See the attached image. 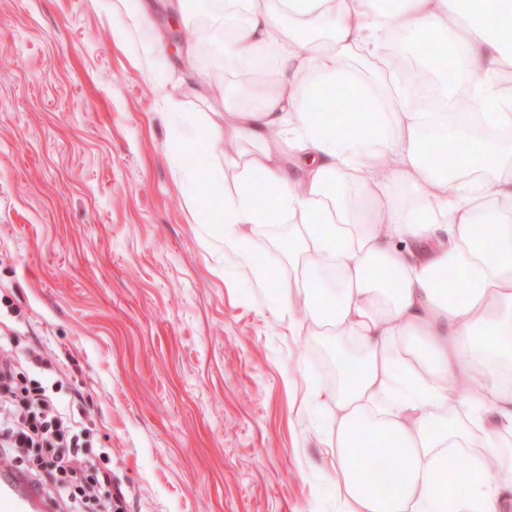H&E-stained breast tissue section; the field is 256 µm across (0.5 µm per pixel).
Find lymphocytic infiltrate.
<instances>
[{"label":"lymphocytic infiltrate","instance_id":"f902f5d3","mask_svg":"<svg viewBox=\"0 0 512 512\" xmlns=\"http://www.w3.org/2000/svg\"><path fill=\"white\" fill-rule=\"evenodd\" d=\"M17 361L0 344V453L28 454L20 473L42 489L55 507L81 512L80 506L96 496L97 465L88 459L87 446L74 416L44 388H19Z\"/></svg>","mask_w":512,"mask_h":512}]
</instances>
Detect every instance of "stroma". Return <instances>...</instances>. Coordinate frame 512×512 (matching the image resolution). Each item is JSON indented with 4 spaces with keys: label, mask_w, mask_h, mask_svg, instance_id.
<instances>
[{
    "label": "stroma",
    "mask_w": 512,
    "mask_h": 512,
    "mask_svg": "<svg viewBox=\"0 0 512 512\" xmlns=\"http://www.w3.org/2000/svg\"><path fill=\"white\" fill-rule=\"evenodd\" d=\"M146 5L158 65L128 0H0V335L51 363L24 384L80 396L118 512H340L308 398L333 339L275 310V251H225L202 189L224 161L168 114L224 119L222 59L168 38L211 18Z\"/></svg>",
    "instance_id": "1"
}]
</instances>
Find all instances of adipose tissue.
Instances as JSON below:
<instances>
[{
  "label": "adipose tissue",
  "instance_id": "obj_1",
  "mask_svg": "<svg viewBox=\"0 0 512 512\" xmlns=\"http://www.w3.org/2000/svg\"><path fill=\"white\" fill-rule=\"evenodd\" d=\"M205 39L224 57V247L241 224L288 227L277 307L304 300L336 341L331 447L341 512H512V0H215ZM450 53L471 117L419 112L383 66L393 40ZM249 68L252 82L235 85ZM361 86L379 122H325L299 89ZM455 149L452 166L431 148ZM486 224L476 237L474 227ZM464 287L449 299V275ZM395 446L380 491L351 450ZM471 458L465 494L435 488L439 462Z\"/></svg>",
  "mask_w": 512,
  "mask_h": 512
}]
</instances>
